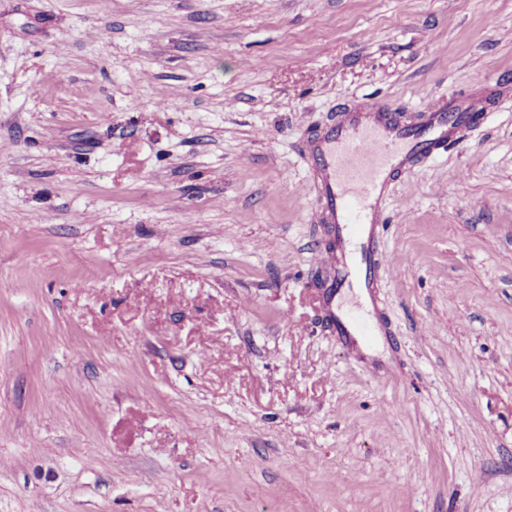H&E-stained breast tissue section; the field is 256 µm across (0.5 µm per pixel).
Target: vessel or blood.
<instances>
[{
    "mask_svg": "<svg viewBox=\"0 0 512 512\" xmlns=\"http://www.w3.org/2000/svg\"><path fill=\"white\" fill-rule=\"evenodd\" d=\"M424 111L426 124L412 129L397 114L364 104L310 144L319 221L335 227L339 242L336 258L321 252L316 261L335 260L334 287H375L376 240L395 173L411 157H434L455 144L461 127L475 119L438 99Z\"/></svg>",
    "mask_w": 512,
    "mask_h": 512,
    "instance_id": "b4317fda",
    "label": "vessel or blood"
}]
</instances>
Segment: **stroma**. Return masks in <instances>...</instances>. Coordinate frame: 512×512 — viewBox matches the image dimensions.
Returning a JSON list of instances; mask_svg holds the SVG:
<instances>
[{
    "mask_svg": "<svg viewBox=\"0 0 512 512\" xmlns=\"http://www.w3.org/2000/svg\"><path fill=\"white\" fill-rule=\"evenodd\" d=\"M440 96L368 355L305 145ZM1 143L0 512H512V0H0Z\"/></svg>",
    "mask_w": 512,
    "mask_h": 512,
    "instance_id": "obj_1",
    "label": "stroma"
}]
</instances>
